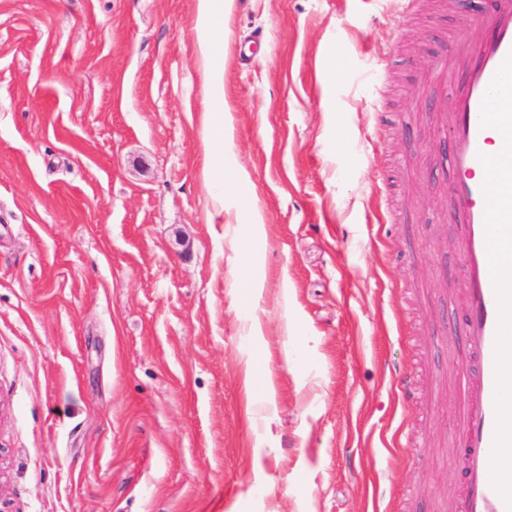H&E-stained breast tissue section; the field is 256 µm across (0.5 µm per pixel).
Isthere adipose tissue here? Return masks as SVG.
Instances as JSON below:
<instances>
[{
  "label": "adipose tissue",
  "mask_w": 512,
  "mask_h": 512,
  "mask_svg": "<svg viewBox=\"0 0 512 512\" xmlns=\"http://www.w3.org/2000/svg\"><path fill=\"white\" fill-rule=\"evenodd\" d=\"M230 0H198L196 36L200 65L207 76L204 85L206 99L202 114L200 137L205 146L203 179L210 190L212 200L223 204L230 192H239L250 183L248 173L241 168L225 172L224 156L234 148L231 117L224 100V91L217 84L223 73L221 59L224 44V16L230 10ZM243 210L248 214L244 237L240 243L242 261L234 272L235 278L248 290L249 300H257L264 288L260 277L252 271L250 242L263 235L265 228L260 211L250 202H243Z\"/></svg>",
  "instance_id": "ef3b65f1"
}]
</instances>
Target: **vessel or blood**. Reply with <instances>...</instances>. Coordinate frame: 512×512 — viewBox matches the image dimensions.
Returning a JSON list of instances; mask_svg holds the SVG:
<instances>
[{"label": "vessel or blood", "instance_id": "vessel-or-blood-1", "mask_svg": "<svg viewBox=\"0 0 512 512\" xmlns=\"http://www.w3.org/2000/svg\"><path fill=\"white\" fill-rule=\"evenodd\" d=\"M484 26L486 35L477 42L458 29L451 64L428 70L422 80L426 86L445 83L457 68L465 70L444 127L455 171L452 219L462 234L467 309L462 333L468 363L456 424L466 479L456 512H512L506 487L512 476H491L498 450L512 447V432L503 427L512 407L503 393L512 375V358L505 354L512 343V282L497 273L512 244V147L487 149L494 137L512 131V0H497Z\"/></svg>", "mask_w": 512, "mask_h": 512}]
</instances>
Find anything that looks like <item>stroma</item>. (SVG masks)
Here are the masks:
<instances>
[{
  "label": "stroma",
  "mask_w": 512,
  "mask_h": 512,
  "mask_svg": "<svg viewBox=\"0 0 512 512\" xmlns=\"http://www.w3.org/2000/svg\"><path fill=\"white\" fill-rule=\"evenodd\" d=\"M460 19L234 0L252 308L240 198L208 221L196 0H0V512H451L462 246L415 86ZM242 209L248 214L249 222L245 224V234L240 243L242 261L236 268L234 277L248 288V299L252 303L261 296L264 285L261 278L255 276L252 271L250 242L253 238L264 234L265 224L260 211L249 202L246 195L242 198Z\"/></svg>",
  "instance_id": "obj_1"
}]
</instances>
